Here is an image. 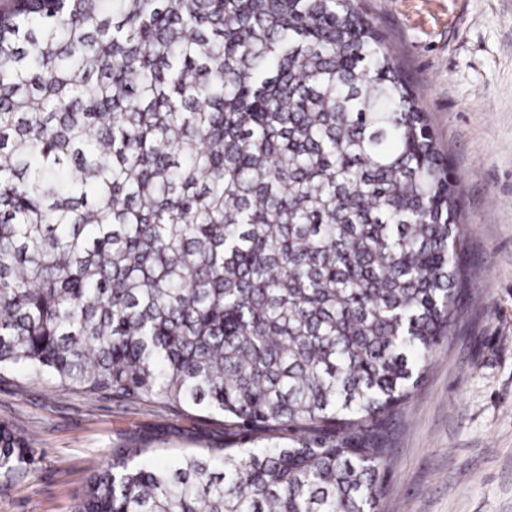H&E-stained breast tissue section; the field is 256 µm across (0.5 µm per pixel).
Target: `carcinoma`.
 Listing matches in <instances>:
<instances>
[{
	"instance_id": "1",
	"label": "carcinoma",
	"mask_w": 512,
	"mask_h": 512,
	"mask_svg": "<svg viewBox=\"0 0 512 512\" xmlns=\"http://www.w3.org/2000/svg\"><path fill=\"white\" fill-rule=\"evenodd\" d=\"M463 197L355 0L0 6V378L220 417L71 512H379ZM33 439L0 424V476Z\"/></svg>"
}]
</instances>
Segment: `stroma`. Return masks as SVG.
Masks as SVG:
<instances>
[{
	"instance_id": "35a3bbf8",
	"label": "stroma",
	"mask_w": 512,
	"mask_h": 512,
	"mask_svg": "<svg viewBox=\"0 0 512 512\" xmlns=\"http://www.w3.org/2000/svg\"><path fill=\"white\" fill-rule=\"evenodd\" d=\"M430 114L463 191L470 285L390 427L381 512H512V0H358ZM0 423L34 470L0 477V512H69L112 449L167 457L227 444L223 423L40 379H0Z\"/></svg>"
}]
</instances>
